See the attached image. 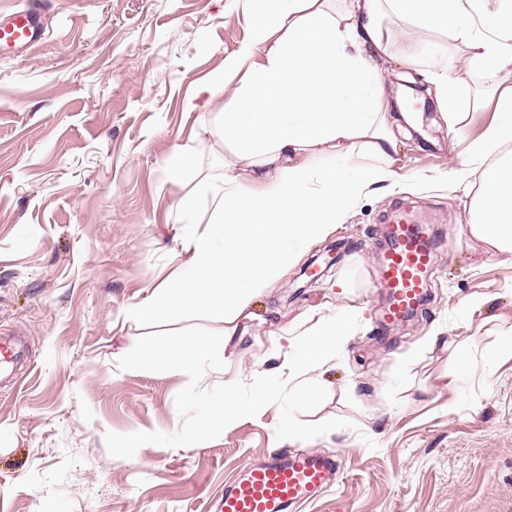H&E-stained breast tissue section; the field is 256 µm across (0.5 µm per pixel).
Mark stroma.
<instances>
[{
  "label": "stroma",
  "mask_w": 512,
  "mask_h": 512,
  "mask_svg": "<svg viewBox=\"0 0 512 512\" xmlns=\"http://www.w3.org/2000/svg\"><path fill=\"white\" fill-rule=\"evenodd\" d=\"M250 18L251 0H50L43 40L0 52V336L27 346L16 384L0 385V512H218L244 468L286 450L339 464L335 486L297 512H512V253L467 232L479 172L448 177L493 118L494 82L463 67L447 31L382 13V46L363 47L383 73L384 111L414 100L397 190L364 194L235 320L132 315L182 259L179 200L225 166L248 175L224 140V97L186 103ZM448 51L470 100L455 120L427 92L428 60ZM180 147L191 164L175 179ZM401 211L433 231L435 268L416 318L383 327L384 229ZM343 311L360 326L340 359L308 372L328 397L301 419L347 427L280 440L269 405L202 448L108 452L106 433L182 426L186 375L117 367L140 336L222 333L225 367L204 375L209 389L288 375L296 335Z\"/></svg>",
  "instance_id": "obj_1"
}]
</instances>
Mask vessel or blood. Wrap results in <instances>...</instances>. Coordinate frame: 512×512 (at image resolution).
<instances>
[{"instance_id":"vessel-or-blood-1","label":"vessel or blood","mask_w":512,"mask_h":512,"mask_svg":"<svg viewBox=\"0 0 512 512\" xmlns=\"http://www.w3.org/2000/svg\"><path fill=\"white\" fill-rule=\"evenodd\" d=\"M44 0H26L24 7L0 16V48L22 52L43 34ZM392 240L383 269L390 300L382 321L396 325L423 301L433 256L427 242L404 216L386 228ZM25 357L21 340L0 337V378L10 379ZM337 473L334 459L318 453L284 454L248 466L242 477L224 490L220 512H288L297 503L329 488Z\"/></svg>"}]
</instances>
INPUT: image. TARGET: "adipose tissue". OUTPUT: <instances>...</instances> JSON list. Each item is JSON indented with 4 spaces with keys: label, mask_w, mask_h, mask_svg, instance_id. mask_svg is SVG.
<instances>
[{
    "label": "adipose tissue",
    "mask_w": 512,
    "mask_h": 512,
    "mask_svg": "<svg viewBox=\"0 0 512 512\" xmlns=\"http://www.w3.org/2000/svg\"><path fill=\"white\" fill-rule=\"evenodd\" d=\"M248 39L224 69L199 90L204 103L225 96L224 137L248 160L247 184L225 169L209 186L210 214L202 231L182 241L185 259L169 287L136 307L139 315L208 311L230 318L276 280L298 252L345 223L359 199L378 185L396 186L397 140L381 115V75L360 51L382 46L379 8L412 24L449 30L469 67L512 77V0H351L346 21L331 19L321 0H251ZM485 12L495 38L470 23ZM429 73L448 112L462 102V84L448 78L453 56L435 55ZM246 79L228 89L229 78ZM498 118L464 153L482 172L469 234L498 252H512V86L497 101ZM332 147L323 162L318 149Z\"/></svg>",
    "instance_id": "adipose-tissue-1"
}]
</instances>
